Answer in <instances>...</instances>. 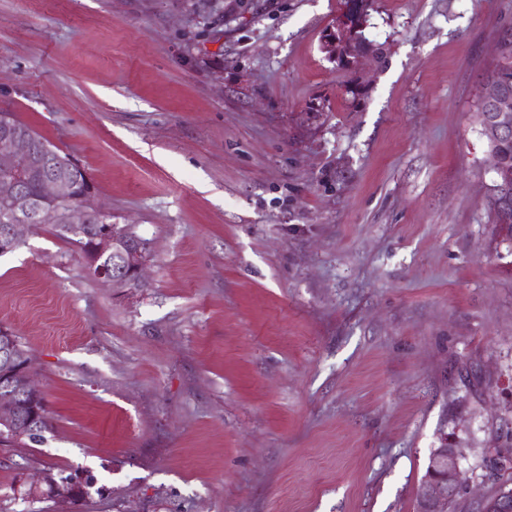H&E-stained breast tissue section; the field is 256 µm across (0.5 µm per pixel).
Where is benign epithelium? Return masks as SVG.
<instances>
[{"label": "benign epithelium", "mask_w": 512, "mask_h": 512, "mask_svg": "<svg viewBox=\"0 0 512 512\" xmlns=\"http://www.w3.org/2000/svg\"><path fill=\"white\" fill-rule=\"evenodd\" d=\"M365 8L355 6L353 0H344V10L336 20L341 39L332 36L324 43L328 55L336 59L351 57L361 50L360 31L364 25ZM484 112L481 113L483 136L491 158H496L494 146L507 133L512 132V93L503 86L488 82L483 94ZM0 161L6 175L0 178L4 197L14 202L15 218L10 224L0 225V255L13 251L22 242L25 228L36 224H60L74 237L85 234L86 206L94 195L89 184L78 197V206L66 215H60L54 204L70 198L76 190L75 177L55 170L47 173L39 183V193L31 196L25 189L22 173L38 166L32 153L30 140L23 133L0 123ZM488 185L489 202L495 215H501L502 202L512 196V169L496 163ZM93 275L107 282L113 289L142 288L146 285L148 245L131 234L126 226L116 223L98 225L93 236ZM42 387L31 374V356L22 350L15 337L0 333V429L10 433L29 429L39 413L38 402ZM463 453L448 447L443 440L434 449L427 463L424 490L417 502V512H448V499L457 498L463 491L461 460Z\"/></svg>", "instance_id": "1"}]
</instances>
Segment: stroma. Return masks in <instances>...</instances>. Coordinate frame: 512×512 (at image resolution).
I'll return each instance as SVG.
<instances>
[{"label": "stroma", "mask_w": 512, "mask_h": 512, "mask_svg": "<svg viewBox=\"0 0 512 512\" xmlns=\"http://www.w3.org/2000/svg\"><path fill=\"white\" fill-rule=\"evenodd\" d=\"M0 0V109L150 244L115 293L50 225L0 256L49 401L0 512H416L428 457L512 488V243L475 115L512 0ZM80 471V502L24 497ZM365 8V4L356 8L352 0H344V10L336 20V29L342 34L341 41L332 36L324 43V49L331 58L342 57L349 65L353 63L351 57L361 50L357 33L364 25Z\"/></svg>", "instance_id": "obj_1"}]
</instances>
